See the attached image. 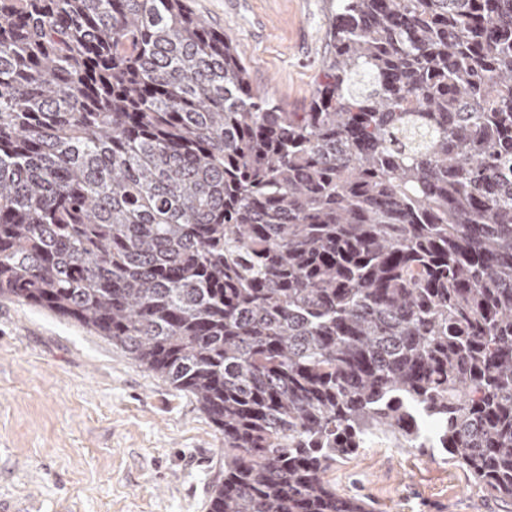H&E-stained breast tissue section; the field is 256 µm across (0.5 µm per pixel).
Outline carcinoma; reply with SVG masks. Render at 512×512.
Returning <instances> with one entry per match:
<instances>
[{"label":"carcinoma","instance_id":"cac0c4a2","mask_svg":"<svg viewBox=\"0 0 512 512\" xmlns=\"http://www.w3.org/2000/svg\"><path fill=\"white\" fill-rule=\"evenodd\" d=\"M309 111L187 0H0V297L224 435L208 512H366L377 437L512 499V0H336Z\"/></svg>","mask_w":512,"mask_h":512}]
</instances>
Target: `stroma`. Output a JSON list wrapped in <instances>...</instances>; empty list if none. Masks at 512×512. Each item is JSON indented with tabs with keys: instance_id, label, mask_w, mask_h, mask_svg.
<instances>
[{
	"instance_id": "1",
	"label": "stroma",
	"mask_w": 512,
	"mask_h": 512,
	"mask_svg": "<svg viewBox=\"0 0 512 512\" xmlns=\"http://www.w3.org/2000/svg\"><path fill=\"white\" fill-rule=\"evenodd\" d=\"M244 54L253 87L308 111L330 0H187ZM224 441L195 401L81 324L0 298V505L9 512H207ZM368 512H512L438 449L374 439L326 474Z\"/></svg>"
}]
</instances>
